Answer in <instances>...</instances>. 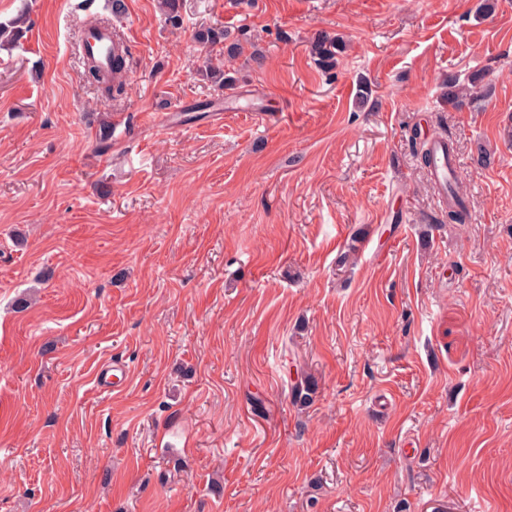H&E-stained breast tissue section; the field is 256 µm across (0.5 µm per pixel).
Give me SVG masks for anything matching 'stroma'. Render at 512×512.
<instances>
[{
  "label": "stroma",
  "instance_id": "35a3bbf8",
  "mask_svg": "<svg viewBox=\"0 0 512 512\" xmlns=\"http://www.w3.org/2000/svg\"><path fill=\"white\" fill-rule=\"evenodd\" d=\"M124 2L0 0L30 26L0 49V512H512V0H182L176 29ZM96 19L131 51L109 101ZM416 131L452 141L469 223ZM113 42L112 29L98 25L85 30L81 41V52L86 58H91L96 64L106 69L109 65L108 49ZM195 39L198 43L205 46L211 48L219 47V51L224 55L225 59L233 60L239 54V39L234 38L222 26L202 28L196 32ZM344 49V42L338 35L320 33L310 43V55L316 64L325 71L336 68L338 55ZM479 79L476 75L461 82L456 75H448V105L454 109H462L475 100L473 89H477ZM458 180L453 188L448 187V210L446 219L448 224H466L470 220V212L466 201L458 191ZM116 372H119L118 375ZM127 378V370L120 362L103 365L95 376V382L98 387L109 391L119 387Z\"/></svg>",
  "mask_w": 512,
  "mask_h": 512
}]
</instances>
